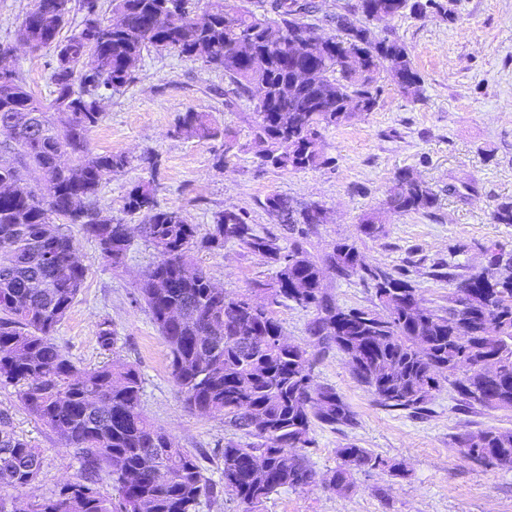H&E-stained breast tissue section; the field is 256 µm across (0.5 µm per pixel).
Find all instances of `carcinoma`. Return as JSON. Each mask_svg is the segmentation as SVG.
<instances>
[{"instance_id": "obj_1", "label": "carcinoma", "mask_w": 512, "mask_h": 512, "mask_svg": "<svg viewBox=\"0 0 512 512\" xmlns=\"http://www.w3.org/2000/svg\"><path fill=\"white\" fill-rule=\"evenodd\" d=\"M71 0H35L17 39L54 51L53 98L44 103L23 74L0 81V382L19 387L25 408L76 449L82 476L55 496L29 500L26 512H197L201 497L229 490L254 508L282 488L321 481L338 493L354 487L355 472L400 466L355 445L337 449L340 463L318 476L304 455L315 424L331 429L355 424L354 412L330 386L312 377L313 355L281 342V323L247 296H230L201 270L185 275L196 243L207 248L235 242L276 266L280 288L257 292L314 308L310 335L336 348L356 378L384 406L417 413L441 383L458 401L512 410V254L492 244L487 262L463 279L437 308L417 299L416 288L366 262L354 243L337 242L323 262L298 243L283 250L261 236L245 214L226 209L209 236L182 211L158 206L152 190L138 185L123 211L136 219L157 260L138 290L168 347L169 365L187 407L222 417L242 434L221 453L224 482H210L194 454L152 423L141 409L142 380L131 365L113 362L79 371L54 342L86 280L78 258L77 226L103 258L119 266L131 245L123 218H104L96 207L103 182L124 169L123 154L91 153L90 134L102 119L103 92H119L134 81L133 63L149 47H165L224 71L237 92L253 101L254 140L262 160L280 169L317 166L319 129L336 126L359 106L377 104L376 75L388 71L404 90L420 86L406 46L379 38L367 25L381 16L442 9L436 0H359V17L336 16L334 35H319L303 21L312 5L274 0L275 19L257 15L243 0H112V18L101 19L99 0H78L82 27L61 37ZM315 76L297 84L298 73ZM175 134L209 139L219 129L204 112L188 110ZM27 169L43 186L39 193L21 176ZM435 196L408 174L397 176L388 206L396 213L427 210ZM279 224H317L322 206L300 209L280 195L263 203ZM376 280L381 311L341 308L324 291V269ZM179 311L181 322L170 323ZM497 356L498 378L480 361ZM466 454L480 464L512 471V429L488 428L462 435ZM42 449L16 434L0 410V512L33 487L42 471ZM108 468L118 502L103 495L99 472Z\"/></svg>"}]
</instances>
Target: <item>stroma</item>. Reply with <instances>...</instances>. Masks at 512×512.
Here are the masks:
<instances>
[{
  "label": "stroma",
  "instance_id": "obj_1",
  "mask_svg": "<svg viewBox=\"0 0 512 512\" xmlns=\"http://www.w3.org/2000/svg\"><path fill=\"white\" fill-rule=\"evenodd\" d=\"M445 10L370 21L380 37L398 38L421 77L417 93L403 92L388 72L376 76L378 101L370 112L323 129L316 167L294 171L265 165L252 128L255 106L235 95L222 71L167 50L145 53L135 81L106 97L104 117L90 135L98 154H123L129 163L103 183L97 206L104 216L122 217L128 192L150 184L160 207L180 209L199 235L217 213L246 212L262 235L282 248L301 242L322 260L336 241L354 242L370 264L411 282L419 296L447 307L462 276L485 263L484 248L512 252V224L494 218L497 205L512 200V0H442ZM15 69L41 100L50 101L55 65L52 50L17 47ZM208 113L220 129L214 139L174 134L187 110ZM157 160L149 166L147 157ZM422 181L435 195L433 208L398 214L386 202L400 173ZM295 206L319 203L320 224L288 229L266 213L267 196ZM373 214L378 237L359 231ZM85 285L54 333L73 364L87 370L109 361L136 368L142 379L144 414L165 428L179 447L195 453L205 477L222 479L219 451L233 431L223 419L189 410L172 377L163 337L137 296L139 280L155 261L154 248L134 235L119 267L103 260L94 241L77 234ZM193 263L232 296L250 294L272 282L274 267L261 254L236 243L192 250ZM328 294L337 306L376 308L372 286L359 277L328 273ZM271 310L293 343L316 353V384L333 387L356 416L354 427L311 433L303 453L320 474L339 463L337 448L348 444L403 464L406 477L380 469L355 473L356 488L342 496L321 483L283 488L253 512H512V471L482 466L464 457L457 437L480 429L511 428L512 411L459 405L443 385L424 414L388 409L353 376L338 350L320 353L308 325L314 310L283 301ZM110 323L115 343H98L101 323ZM0 410L9 411L15 432L43 451L42 472L31 490L42 499L81 477L80 460L60 437L29 413L17 388L0 385Z\"/></svg>",
  "mask_w": 512,
  "mask_h": 512
}]
</instances>
